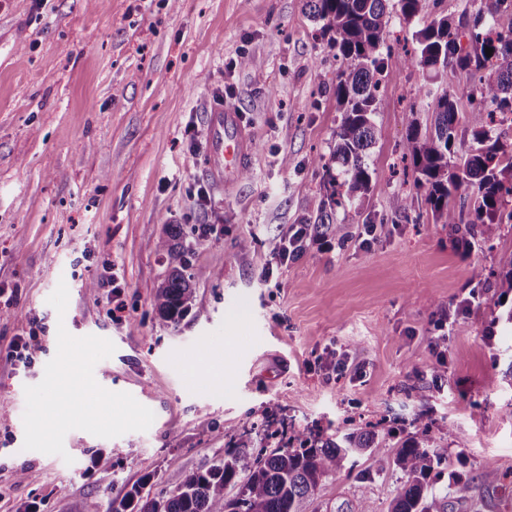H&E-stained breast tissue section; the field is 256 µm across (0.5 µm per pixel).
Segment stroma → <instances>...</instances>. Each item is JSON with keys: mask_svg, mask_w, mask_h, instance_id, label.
Segmentation results:
<instances>
[{"mask_svg": "<svg viewBox=\"0 0 512 512\" xmlns=\"http://www.w3.org/2000/svg\"><path fill=\"white\" fill-rule=\"evenodd\" d=\"M481 0H423L393 12L377 93L370 193L337 209L345 244L311 243L277 262L265 241L315 216L340 114L339 63L306 0H0V501L9 512H84L143 477L157 495L222 460L228 443L283 409L289 429L377 426L387 445L355 456L313 504L388 512L394 446L431 422L448 477L471 485L454 512H512V294L478 288L473 266L512 262V224L489 242L451 241L434 223L401 142L452 94L461 125L473 76L402 65L438 15L475 20ZM248 125L253 177L216 189L201 160L215 101ZM412 208L401 216L396 195ZM389 235L360 244L366 217ZM180 225L195 301L176 324L154 298L157 244ZM250 240L241 250V240ZM124 311L114 314V300ZM40 332L26 365L10 342ZM95 351L87 361V351ZM349 359L344 374L327 360ZM85 373L112 402V426L79 410L52 419L57 380ZM224 373L216 385L214 369ZM441 376H434V369ZM479 403L478 411L463 401ZM119 449L114 471L98 455ZM502 480H479L486 464Z\"/></svg>", "mask_w": 512, "mask_h": 512, "instance_id": "obj_1", "label": "stroma"}]
</instances>
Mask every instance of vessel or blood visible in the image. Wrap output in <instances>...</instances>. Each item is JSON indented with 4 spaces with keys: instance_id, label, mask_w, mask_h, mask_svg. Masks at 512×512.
Returning a JSON list of instances; mask_svg holds the SVG:
<instances>
[{
    "instance_id": "vessel-or-blood-1",
    "label": "vessel or blood",
    "mask_w": 512,
    "mask_h": 512,
    "mask_svg": "<svg viewBox=\"0 0 512 512\" xmlns=\"http://www.w3.org/2000/svg\"><path fill=\"white\" fill-rule=\"evenodd\" d=\"M207 123L208 150L202 158V167L210 180L221 186L233 181L248 163L251 138L239 114L223 102L210 106Z\"/></svg>"
}]
</instances>
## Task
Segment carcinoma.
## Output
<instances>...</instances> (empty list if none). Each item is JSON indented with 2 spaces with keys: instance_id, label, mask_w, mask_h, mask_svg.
<instances>
[{
  "instance_id": "obj_1",
  "label": "carcinoma",
  "mask_w": 512,
  "mask_h": 512,
  "mask_svg": "<svg viewBox=\"0 0 512 512\" xmlns=\"http://www.w3.org/2000/svg\"><path fill=\"white\" fill-rule=\"evenodd\" d=\"M396 2L406 20L418 16L422 0H306L312 18L336 50L341 67L332 92L341 112L330 157L315 163L325 170V199L315 217L290 237L271 236L268 251L295 256L306 241L346 239L335 223L336 208L367 195L372 180L369 149L375 143L376 92L384 71L381 48ZM417 48L411 62L432 73L437 65L468 69L479 74L471 99L476 112L471 127L462 129L453 96L433 99L431 131L422 133L416 119L408 122L403 158L416 173L415 187L423 193L436 222L448 227V237L460 235L487 241L495 237L503 219L505 197L512 198V141L495 131L496 117L512 114V0H485L474 23L440 15L415 32ZM493 49L492 55L486 49ZM471 135L474 146L460 163L453 161L457 141ZM166 257L167 274L154 299L158 314L177 323L195 301L188 249L179 225L169 224L158 242ZM428 427L406 438L394 464L401 473L400 488L389 512H451L453 501L469 497L470 485L453 480V493L429 482L442 474L448 449L427 437ZM386 447V440L370 432L341 438L298 432L288 436L287 418L273 409L262 429L245 431L224 461L187 474L175 490L150 496L142 489L145 476L112 512H301V504L317 496L329 476L356 452Z\"/></svg>"
}]
</instances>
